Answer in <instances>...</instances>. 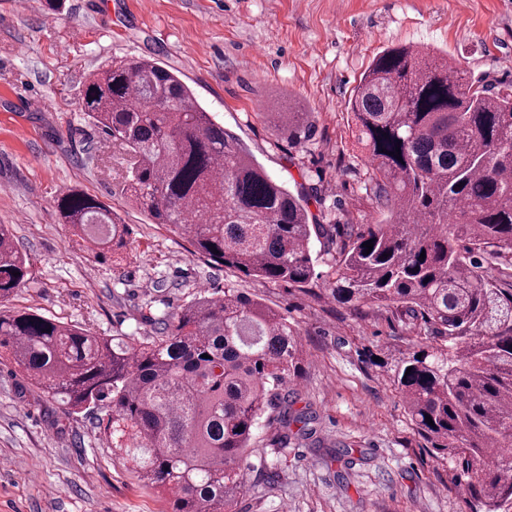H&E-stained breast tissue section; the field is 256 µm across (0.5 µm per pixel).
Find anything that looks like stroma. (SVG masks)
Returning <instances> with one entry per match:
<instances>
[{"label":"stroma","instance_id":"1","mask_svg":"<svg viewBox=\"0 0 512 512\" xmlns=\"http://www.w3.org/2000/svg\"><path fill=\"white\" fill-rule=\"evenodd\" d=\"M407 44L449 55L469 78L512 81V0H0V224L28 259L12 310L140 342L201 291L236 288L294 325L304 350L297 408L314 418L280 440L263 425L238 512H465L456 462L418 435L379 366L408 344L384 309L326 291L330 256L306 288L264 283L191 255L121 193L111 142L82 110L99 66L151 56L290 190L311 191L323 224H373L380 210L346 103L373 57ZM299 105L308 138L275 115ZM69 188L96 196L130 229L120 265L93 259L58 218ZM104 411L65 415L0 359V512H170L108 448ZM350 451L341 467L334 455Z\"/></svg>","mask_w":512,"mask_h":512}]
</instances>
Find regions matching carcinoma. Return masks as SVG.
<instances>
[{
	"mask_svg": "<svg viewBox=\"0 0 512 512\" xmlns=\"http://www.w3.org/2000/svg\"><path fill=\"white\" fill-rule=\"evenodd\" d=\"M82 106L128 157V201L186 237L198 258L304 288L318 239L333 257L329 296L376 303L411 335L381 367L432 453L459 460L467 512H512L511 84L477 85L424 47L376 55L347 102L386 213L376 224L313 223L309 195L271 178L154 58L90 73ZM307 117L294 105L278 113L294 134L310 128ZM57 208L93 258L126 248L127 225L98 198L69 189ZM191 214L203 223H187ZM27 273L0 224L1 302ZM165 330L133 342L0 311V349L67 413L105 410L110 448L172 512H234L262 424L311 420L294 408L298 331L233 288L183 305Z\"/></svg>",
	"mask_w": 512,
	"mask_h": 512,
	"instance_id": "carcinoma-1",
	"label": "carcinoma"
}]
</instances>
